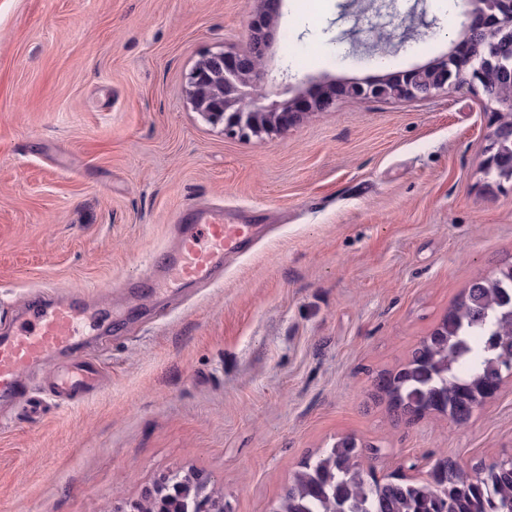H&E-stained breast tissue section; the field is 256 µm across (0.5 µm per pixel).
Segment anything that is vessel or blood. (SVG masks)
<instances>
[{
    "label": "vessel or blood",
    "mask_w": 512,
    "mask_h": 512,
    "mask_svg": "<svg viewBox=\"0 0 512 512\" xmlns=\"http://www.w3.org/2000/svg\"><path fill=\"white\" fill-rule=\"evenodd\" d=\"M170 230L172 245L157 255L146 278L127 282L128 294L146 288L165 295L212 284L224 271L225 256L241 252L254 237L253 225L225 222L223 211L198 206L181 209ZM98 328V311L84 295L43 291L34 312L0 336V404L27 398L33 372L52 364L68 366L51 383L53 396L69 399L96 390L100 376L94 363L73 353Z\"/></svg>",
    "instance_id": "obj_1"
}]
</instances>
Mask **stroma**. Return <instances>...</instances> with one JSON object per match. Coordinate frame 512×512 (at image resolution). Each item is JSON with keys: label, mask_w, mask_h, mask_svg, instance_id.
I'll list each match as a JSON object with an SVG mask.
<instances>
[{"label": "stroma", "mask_w": 512, "mask_h": 512, "mask_svg": "<svg viewBox=\"0 0 512 512\" xmlns=\"http://www.w3.org/2000/svg\"><path fill=\"white\" fill-rule=\"evenodd\" d=\"M464 0H395L380 31L347 0H283L269 101L424 66L460 38ZM261 0H0V326L36 288L89 294L112 333L98 392L30 419L0 407V512H112L167 472L227 512H271L337 439L379 477L512 456V379L466 424L397 420L375 389L476 278L512 263V181L486 187V108L336 97L257 140L205 122L186 75L245 49ZM433 28L410 36V19ZM379 31V32H380ZM257 225L221 285L128 296L180 206Z\"/></svg>", "instance_id": "obj_1"}]
</instances>
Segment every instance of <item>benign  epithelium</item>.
Listing matches in <instances>:
<instances>
[{"mask_svg": "<svg viewBox=\"0 0 512 512\" xmlns=\"http://www.w3.org/2000/svg\"><path fill=\"white\" fill-rule=\"evenodd\" d=\"M271 22L267 17L253 27L249 50L231 55L223 49L210 50L187 75L193 109L211 125H224V132L261 139L297 124L311 112L327 110L335 93L361 101L369 99H426L468 87L484 97L489 111L512 114V92L493 86L484 63L477 60L472 47L483 38L512 31V3L508 0H467L462 39L453 50L428 65L390 73L367 83L345 84L339 89L326 86L313 104L299 96L281 104H261L266 91L261 85ZM203 480L182 475L178 470L163 477L166 492L155 488L129 500L115 512H183L193 498L192 512H215L212 500L202 493Z\"/></svg>", "mask_w": 512, "mask_h": 512, "instance_id": "obj_1", "label": "benign epithelium"}]
</instances>
